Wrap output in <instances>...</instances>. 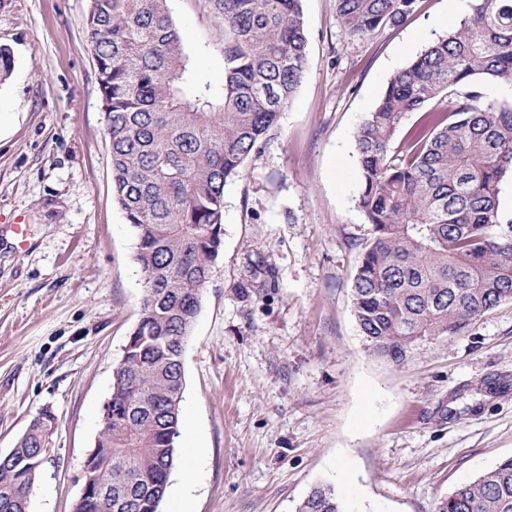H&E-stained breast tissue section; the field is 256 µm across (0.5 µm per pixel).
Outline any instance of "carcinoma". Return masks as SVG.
I'll use <instances>...</instances> for the list:
<instances>
[{
    "mask_svg": "<svg viewBox=\"0 0 512 512\" xmlns=\"http://www.w3.org/2000/svg\"><path fill=\"white\" fill-rule=\"evenodd\" d=\"M211 2L224 23L221 89L190 69L169 0H92L87 18L113 194L135 231L145 298L83 463L109 497L86 495L75 512H159L180 435L184 347L223 248L224 188L306 71L301 0ZM420 2L336 0L337 21L364 37ZM471 11L391 76L355 137L356 202L372 232L352 308L369 353L395 363L512 300V218L498 200L512 173V102L460 91L479 78L512 88V0H473ZM55 424L41 409L0 455V512H28ZM296 512L344 510L335 488L319 485ZM437 512H512V457L458 486Z\"/></svg>",
    "mask_w": 512,
    "mask_h": 512,
    "instance_id": "1",
    "label": "carcinoma"
}]
</instances>
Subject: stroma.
I'll list each match as a JSON object with an SVG mask.
<instances>
[{"instance_id":"obj_1","label":"stroma","mask_w":512,"mask_h":512,"mask_svg":"<svg viewBox=\"0 0 512 512\" xmlns=\"http://www.w3.org/2000/svg\"><path fill=\"white\" fill-rule=\"evenodd\" d=\"M422 0L397 25L343 33L302 0L306 74L224 190V246L183 354L185 392L160 512H295L320 484L345 512H436L512 456V301L401 363L366 349L351 286L371 227L355 135L389 78L469 14ZM192 67L224 83L209 0H170ZM91 0H0V454L41 408L54 452L30 512H74L112 371L143 308L135 237L112 194L85 28Z\"/></svg>"}]
</instances>
